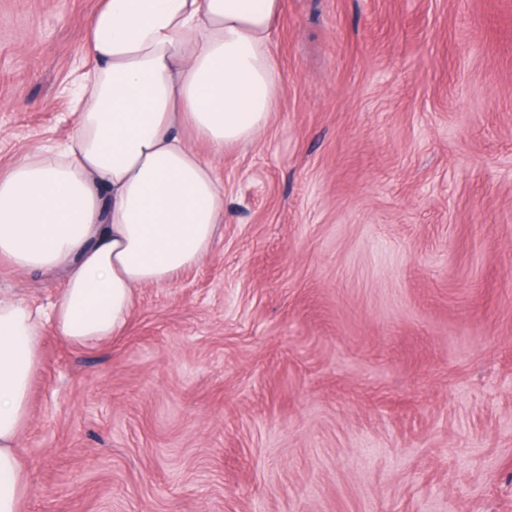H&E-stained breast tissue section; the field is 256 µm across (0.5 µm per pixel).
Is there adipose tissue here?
I'll list each match as a JSON object with an SVG mask.
<instances>
[{
	"mask_svg": "<svg viewBox=\"0 0 512 512\" xmlns=\"http://www.w3.org/2000/svg\"><path fill=\"white\" fill-rule=\"evenodd\" d=\"M282 0H100L74 128L0 173V260L60 272L47 307L0 294V512L29 491L17 453L46 329L93 347L121 335L135 292L201 263L222 234L215 151L254 142L282 91L270 44Z\"/></svg>",
	"mask_w": 512,
	"mask_h": 512,
	"instance_id": "obj_1",
	"label": "adipose tissue"
}]
</instances>
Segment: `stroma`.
Returning a JSON list of instances; mask_svg holds the SVG:
<instances>
[{"label": "stroma", "mask_w": 512, "mask_h": 512, "mask_svg": "<svg viewBox=\"0 0 512 512\" xmlns=\"http://www.w3.org/2000/svg\"><path fill=\"white\" fill-rule=\"evenodd\" d=\"M98 4L0 0V170L69 138ZM272 51L210 254L46 336L23 512H512V0H283Z\"/></svg>", "instance_id": "1"}]
</instances>
